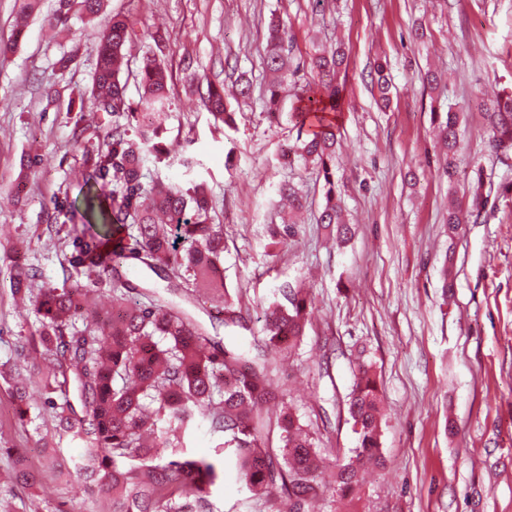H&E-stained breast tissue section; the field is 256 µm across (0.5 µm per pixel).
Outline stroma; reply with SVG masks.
Listing matches in <instances>:
<instances>
[{"label":"stroma","instance_id":"1","mask_svg":"<svg viewBox=\"0 0 512 512\" xmlns=\"http://www.w3.org/2000/svg\"><path fill=\"white\" fill-rule=\"evenodd\" d=\"M14 5L0 0V363L14 359L35 323L11 294L15 267L35 272L39 287L83 277L65 260L71 245L47 224H80L87 159L104 149L113 121L89 93L98 21L73 19L64 36L35 19L15 42ZM103 12L134 20L132 60L150 35L171 46L168 139L195 165L145 172L184 188L206 181L224 226L225 282L252 317L243 343L261 334L257 316L276 288L307 289L305 336L280 375L326 450L354 447L345 400L359 364L371 367L386 414L385 463L369 469L352 501L327 492L315 512H512V192L502 191L512 183V154L491 151L478 107L512 92V0H104ZM274 21L292 37L297 86L312 81L318 49L345 54L342 104L328 115L339 130L336 181L353 227L341 245L317 222L325 193L318 167L288 154L298 129L286 115L298 99L288 96L279 121L267 114L263 58ZM415 25L423 41L412 40ZM65 54L72 61L61 71ZM381 61L392 83L385 109L369 78ZM429 70L440 76L437 88L422 82ZM194 73L218 85L251 82L250 97L229 102L233 128L216 130ZM48 86L56 101L47 100ZM451 108L463 139L452 183L438 170L435 142ZM477 165L490 202L449 235L448 204L468 206ZM285 181L306 207L281 245L266 227L284 218L277 188ZM10 448L42 466L39 438L17 420L0 380V498L15 512L103 507L76 475L44 472L32 492L13 486ZM212 502L215 512H274L231 468Z\"/></svg>","mask_w":512,"mask_h":512}]
</instances>
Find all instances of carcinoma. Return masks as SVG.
<instances>
[{
    "label": "carcinoma",
    "mask_w": 512,
    "mask_h": 512,
    "mask_svg": "<svg viewBox=\"0 0 512 512\" xmlns=\"http://www.w3.org/2000/svg\"><path fill=\"white\" fill-rule=\"evenodd\" d=\"M102 0H56L51 25L71 31L74 17L100 19L94 49L95 67L90 95L96 111L115 118L106 149L91 158L94 184L110 181L112 209L87 191V223L101 231H67L73 251L69 262L83 268L90 283L78 280L62 287L34 289V272L18 267L10 278L14 298L30 301L38 326L17 349L14 361L0 365V378L25 370L35 379L42 410L52 431L40 435L43 456L58 476L78 474L105 495L104 512H211V498L224 490V471L232 466L255 499L275 498L277 512H310L309 507L328 489L351 498L364 473L382 462L383 399L369 366L358 367L346 396L348 420L356 445L336 452L328 467L310 425L303 422L284 394L276 375L280 359L305 336L311 305L300 291L285 283L262 309L264 338L245 349L209 337L208 329L188 317L182 303H222L225 328L248 329L241 308L224 282V225L210 216L206 183L187 190L167 188L155 179L145 181L147 156L157 164L170 161L162 139L168 111L170 48L165 38L152 37L145 46L137 74L138 101L126 96L122 74L128 71L127 44L135 36L134 21L123 14L100 18ZM288 29H270L264 59L266 107L280 117L283 93L288 90L291 61ZM344 61L334 47L311 60L314 85L301 89L304 108L291 116L300 125L311 122V135L298 141L293 153L312 158L323 173L325 204L318 221L343 239L351 225L343 219L336 179L331 169L336 129L325 114L336 111L340 89L336 76ZM386 65L374 68L380 100L389 102ZM206 84L202 102L224 125L234 122L224 104V87ZM490 126V147L512 151V94L479 102ZM135 125H125L120 117ZM439 159L453 180L460 146L458 115L450 110L439 122ZM288 205L302 207L299 191L290 182L278 188ZM481 171L475 172L470 208L481 214L489 202ZM114 228L133 238L132 246L112 251V303L118 311L101 313L88 307L102 280L93 264L104 237ZM189 243L180 250L172 237ZM139 264L166 282V290L181 301L132 298L136 286L119 268ZM204 424L220 433L223 442L211 456L191 453L185 437L192 425ZM82 443L78 454L61 447L63 438ZM15 459L13 479L30 489L40 471L15 448H0Z\"/></svg>",
    "instance_id": "obj_1"
}]
</instances>
